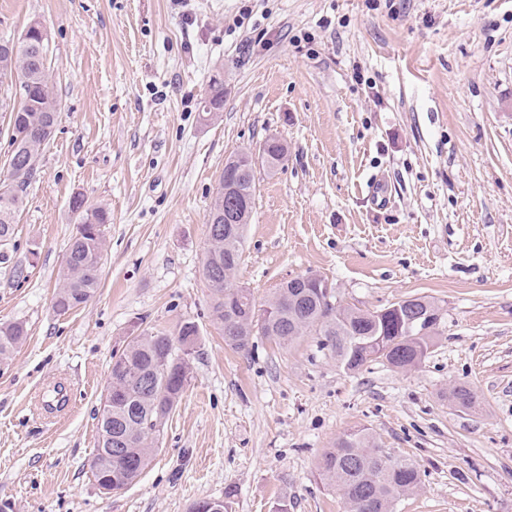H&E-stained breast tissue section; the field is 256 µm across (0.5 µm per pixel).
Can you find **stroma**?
Instances as JSON below:
<instances>
[{"label":"stroma","instance_id":"obj_1","mask_svg":"<svg viewBox=\"0 0 512 512\" xmlns=\"http://www.w3.org/2000/svg\"><path fill=\"white\" fill-rule=\"evenodd\" d=\"M49 32L60 121L0 262V323L28 336L0 368V502L13 512H348L317 470L345 433L420 472L393 512H512V0H0V37ZM224 109L201 119L211 79ZM255 171L237 282L257 304L312 273L341 304L442 309L425 360L349 372L309 334L228 346L202 277L226 159ZM108 209L95 297L53 296L79 222ZM26 271L13 276L14 266ZM192 320L190 379L141 479L90 469L113 354L131 326ZM70 404L49 414L58 385ZM473 408L448 401L452 386Z\"/></svg>","mask_w":512,"mask_h":512}]
</instances>
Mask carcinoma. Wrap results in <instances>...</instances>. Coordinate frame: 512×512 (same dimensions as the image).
<instances>
[{
  "mask_svg": "<svg viewBox=\"0 0 512 512\" xmlns=\"http://www.w3.org/2000/svg\"><path fill=\"white\" fill-rule=\"evenodd\" d=\"M39 26L35 21L18 38L0 41V85L10 81L27 87L24 99L0 102L11 113V161L6 178L0 180V247L13 239L24 193L39 169L42 148L38 144L51 141L61 112L47 66L48 52L33 48L42 41ZM205 103L209 109L202 110V118L209 121L224 105L223 80H211ZM234 158L237 164L224 171L208 213L217 218L221 229L231 202L247 207L249 215L254 206L252 159L242 151ZM70 208L79 214L80 224L70 238L53 299L60 315L80 308L95 293L105 250L104 227L111 221L108 210L88 204L80 194L71 198ZM245 229L240 224L233 232L219 233L218 241L208 245L202 265L211 290V318L230 346L247 351L256 336L287 346L313 332L322 337V348L347 370L360 369L374 355L401 369L414 367L426 357L441 320L440 306L427 297L406 299L398 311H365L335 304L333 294L295 277L265 304L257 305L247 289L233 288L244 253ZM408 309L433 318L428 333L419 334L408 322ZM26 335L21 323L0 324V362L10 359ZM198 336V325L184 321L174 334L157 331L128 341L122 350L131 366L122 379L126 400L100 410L91 463L95 480H112V490L118 492L141 478L189 381L188 365L180 353L186 346L194 347ZM383 453L376 437L360 430L339 437L321 456L320 476L343 492L350 512H392L400 495L420 487L421 478L412 463L394 457L387 463Z\"/></svg>",
  "mask_w": 512,
  "mask_h": 512,
  "instance_id": "cac0c4a2",
  "label": "carcinoma"
}]
</instances>
